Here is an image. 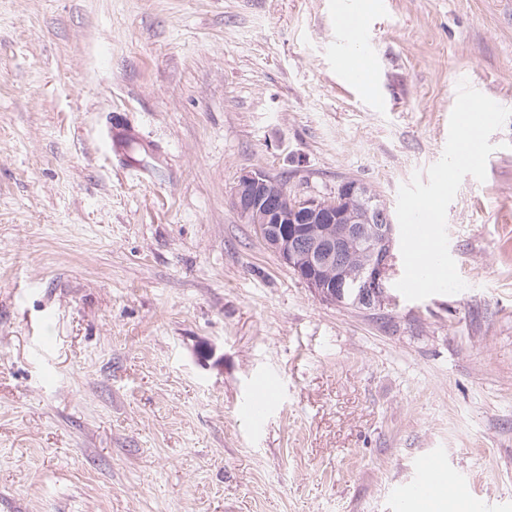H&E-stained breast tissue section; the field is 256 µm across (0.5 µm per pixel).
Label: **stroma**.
<instances>
[{"label":"stroma","instance_id":"35a3bbf8","mask_svg":"<svg viewBox=\"0 0 512 512\" xmlns=\"http://www.w3.org/2000/svg\"><path fill=\"white\" fill-rule=\"evenodd\" d=\"M386 2L360 85L339 0H0V512H421L423 453L444 512H512V120L448 208L457 294L322 301L230 204L261 168L395 209L459 80L512 103V0ZM135 145L141 155L151 156L154 153L153 145L142 139L140 134L126 123L123 114L115 112L107 124L104 132V148L112 155L113 165L137 169L141 160L129 153V147ZM416 467L418 476L408 488L406 495L429 504L447 496L453 489L454 483L438 458L432 455L422 456L418 459Z\"/></svg>","mask_w":512,"mask_h":512}]
</instances>
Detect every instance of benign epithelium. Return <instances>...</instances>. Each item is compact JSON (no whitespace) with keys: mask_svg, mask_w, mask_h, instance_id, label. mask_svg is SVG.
<instances>
[{"mask_svg":"<svg viewBox=\"0 0 512 512\" xmlns=\"http://www.w3.org/2000/svg\"><path fill=\"white\" fill-rule=\"evenodd\" d=\"M374 201L375 193L357 179L342 181L332 198L297 200L259 168L243 172L230 197L241 220L254 225L264 245L316 294L357 308L385 303L393 271L396 225L388 218L370 237L363 233ZM351 245L366 247L370 255L355 274L341 263Z\"/></svg>","mask_w":512,"mask_h":512,"instance_id":"1","label":"benign epithelium"}]
</instances>
